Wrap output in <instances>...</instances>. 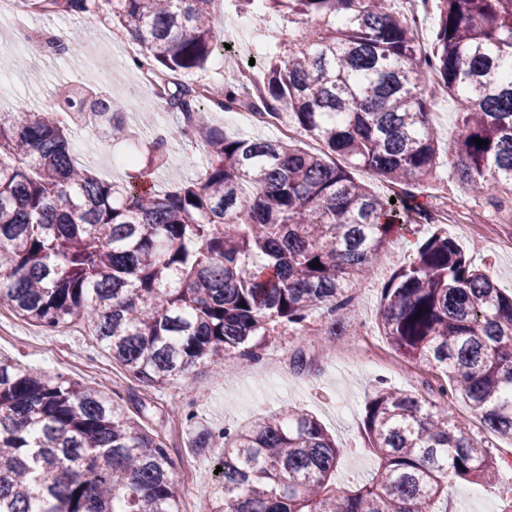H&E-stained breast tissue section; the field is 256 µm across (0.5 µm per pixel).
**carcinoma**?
<instances>
[{"mask_svg": "<svg viewBox=\"0 0 512 512\" xmlns=\"http://www.w3.org/2000/svg\"><path fill=\"white\" fill-rule=\"evenodd\" d=\"M91 11L95 0H44ZM139 43V67L201 70L224 51L214 0H105ZM396 0H261L296 24L264 67L262 107L313 137L242 139L206 114L234 108L238 73L212 104L178 89L170 138L206 147L202 177L168 192L136 172L125 185L71 159L74 126L123 135L125 105L82 86L59 96L73 115L0 111V307L47 333L80 324L135 382L163 386L224 356L260 357L269 329L300 330L312 310L339 336L361 279L409 219L431 234L382 288L378 325L404 360L441 380L426 393L379 385L363 431L379 459L351 492L332 478L341 449L313 416L285 413L223 432L220 484L204 512H441L456 480H492L486 438L455 423L464 401L483 429L512 442V288L476 269L435 207L377 194L353 171L392 185L426 180L439 145L422 76L459 105L455 180L512 220V0H435L422 52ZM487 141L479 147L474 138ZM167 159L166 140L148 166ZM396 203H390V198ZM319 266H312L313 260ZM211 428H192L208 448ZM159 437L110 394L0 355V512H179L185 489Z\"/></svg>", "mask_w": 512, "mask_h": 512, "instance_id": "carcinoma-1", "label": "carcinoma"}]
</instances>
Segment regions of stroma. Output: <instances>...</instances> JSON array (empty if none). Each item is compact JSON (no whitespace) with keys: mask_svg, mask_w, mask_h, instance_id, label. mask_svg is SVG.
I'll use <instances>...</instances> for the list:
<instances>
[{"mask_svg":"<svg viewBox=\"0 0 512 512\" xmlns=\"http://www.w3.org/2000/svg\"><path fill=\"white\" fill-rule=\"evenodd\" d=\"M44 32L49 36L57 32L66 34L73 42L90 36L98 41L99 48L95 54L82 53L69 58L40 55L34 66L22 68L17 64L19 54L12 48L13 42L21 38L20 31L0 30V108L51 113L55 110L60 87L97 77L102 80V90L113 97L125 101L135 97L140 104L149 103L151 92L139 89L138 75L126 68L121 47L112 44L104 33L95 31L90 22L76 24L71 16L55 14L48 17ZM175 121V111L166 105L154 106L153 118L148 122L138 114L126 117L125 137L113 141L108 150L96 157L100 176L118 183L126 180L127 158L135 156L147 160L154 137L153 127H170ZM431 122L442 149L436 172L440 180L448 184L450 207L463 209L474 204L482 212H489L486 200H473L451 177L447 149L453 144L458 122L453 99L445 96L433 101ZM204 161L203 149L188 141L172 142L166 165L152 175L156 190L166 191L198 179L203 173ZM429 232L427 225L411 224L391 239L392 260L379 267L362 286L359 302L353 304L348 313L352 329L346 335L333 338L335 352L331 358H323L321 339L316 335L325 321L318 310L312 313L307 332L299 334L280 328L266 337L260 349L261 359L274 356L290 359L301 353L309 363L308 370L289 372L287 379L278 383L268 382L253 371L242 370L239 357L229 354L224 359V373L218 374L199 365L164 389L146 387L130 381L83 327L71 325L49 335L13 312L1 309L0 353L114 394L131 416L142 419L162 437L177 460L175 478L186 492L180 502L182 512H190L192 506L203 505L213 497L217 486L216 464L224 453V442L220 439L203 452L191 448L189 438L194 423L214 430L233 429L239 418L252 420L274 413L288 402L315 416L342 448L336 472V486L342 490L374 468L361 424L364 403L376 382L381 380L388 386L412 392L423 390L418 374L402 377L385 371L378 377L366 375L347 354L359 346L354 334L356 327H365L372 336H379L376 319L381 288L398 266L414 256L418 244ZM511 232V224L485 225L480 238L454 226L448 229L449 236L466 258L506 287L512 285V251L501 250L495 240ZM488 441L493 454L502 462L497 483L455 482L448 488V512H485L490 506L497 512H512V496L506 493L512 486V466L504 463L512 444L493 435Z\"/></svg>","mask_w":512,"mask_h":512,"instance_id":"35a3bbf8","label":"stroma"}]
</instances>
